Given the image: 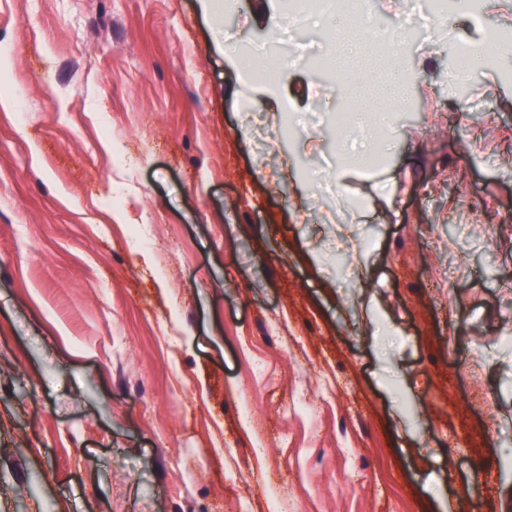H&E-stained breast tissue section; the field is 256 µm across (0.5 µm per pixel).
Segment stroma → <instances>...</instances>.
Here are the masks:
<instances>
[{
  "instance_id": "obj_1",
  "label": "stroma",
  "mask_w": 512,
  "mask_h": 512,
  "mask_svg": "<svg viewBox=\"0 0 512 512\" xmlns=\"http://www.w3.org/2000/svg\"><path fill=\"white\" fill-rule=\"evenodd\" d=\"M411 2L0 0V512H512V0ZM368 0H288V12L296 16H307L311 14H329L336 11L349 10L352 6L358 5V14L367 10ZM472 2L469 0H426V15L436 21L447 16L452 8L471 9Z\"/></svg>"
}]
</instances>
